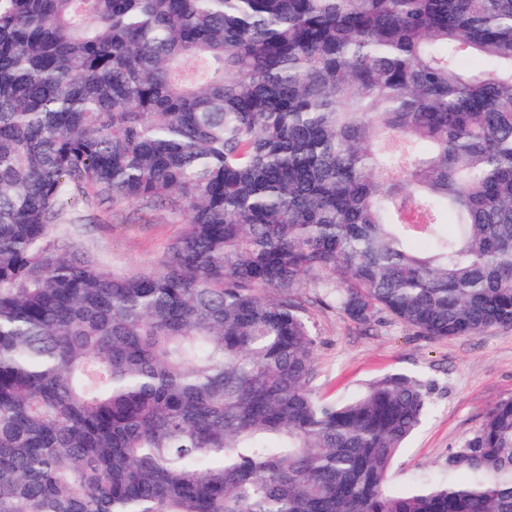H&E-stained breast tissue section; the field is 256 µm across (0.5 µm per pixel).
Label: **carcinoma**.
<instances>
[{
    "label": "carcinoma",
    "instance_id": "1",
    "mask_svg": "<svg viewBox=\"0 0 512 512\" xmlns=\"http://www.w3.org/2000/svg\"><path fill=\"white\" fill-rule=\"evenodd\" d=\"M74 191L184 231L113 273ZM308 281L512 327V0H0V512H512V398L396 491L427 392L317 396Z\"/></svg>",
    "mask_w": 512,
    "mask_h": 512
}]
</instances>
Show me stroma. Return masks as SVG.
I'll return each mask as SVG.
<instances>
[{
  "label": "stroma",
  "mask_w": 512,
  "mask_h": 512,
  "mask_svg": "<svg viewBox=\"0 0 512 512\" xmlns=\"http://www.w3.org/2000/svg\"><path fill=\"white\" fill-rule=\"evenodd\" d=\"M182 230L165 207L90 203L77 194L64 204L51 236L78 244L112 271L143 273L161 266ZM301 291L315 300L306 315L317 339L318 396L338 399L395 371L418 376L425 386L429 411L393 465V488H408L422 473H443L449 451L480 426L495 402L512 398V328L434 339L383 313L356 323L320 303L323 289L307 283Z\"/></svg>",
  "instance_id": "35a3bbf8"
}]
</instances>
